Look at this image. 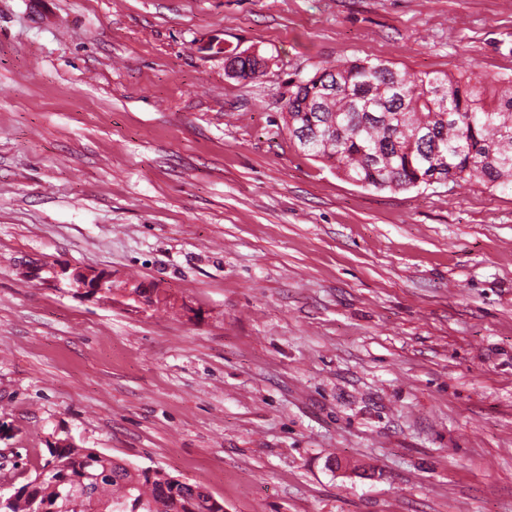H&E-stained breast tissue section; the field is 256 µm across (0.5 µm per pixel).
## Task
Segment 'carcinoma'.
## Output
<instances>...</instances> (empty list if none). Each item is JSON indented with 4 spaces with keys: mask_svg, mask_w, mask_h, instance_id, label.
I'll list each match as a JSON object with an SVG mask.
<instances>
[{
    "mask_svg": "<svg viewBox=\"0 0 512 512\" xmlns=\"http://www.w3.org/2000/svg\"><path fill=\"white\" fill-rule=\"evenodd\" d=\"M253 79L268 58L229 51ZM291 138L346 179L400 191L432 179L512 184V79L410 74L380 59L320 67L294 85L283 115ZM35 476L0 512H224L199 485L133 466L93 448L49 449Z\"/></svg>",
    "mask_w": 512,
    "mask_h": 512,
    "instance_id": "carcinoma-1",
    "label": "carcinoma"
}]
</instances>
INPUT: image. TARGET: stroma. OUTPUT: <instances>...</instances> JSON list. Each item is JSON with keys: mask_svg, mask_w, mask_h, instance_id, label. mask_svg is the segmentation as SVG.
<instances>
[{"mask_svg": "<svg viewBox=\"0 0 512 512\" xmlns=\"http://www.w3.org/2000/svg\"><path fill=\"white\" fill-rule=\"evenodd\" d=\"M367 56L512 77V0H0L1 492L69 437L224 512H512V186L364 188L283 126ZM248 50L237 51V49L226 51L224 53L233 56L232 62H234L237 67V72L229 71L225 68V73L231 78H238L242 80L253 79L258 75L264 72V69L268 66V58L260 54L259 50L252 51L249 55L242 57L244 53H247ZM71 278V285L82 293L89 295L112 294V277L104 271L75 270Z\"/></svg>", "mask_w": 512, "mask_h": 512, "instance_id": "stroma-1", "label": "stroma"}]
</instances>
